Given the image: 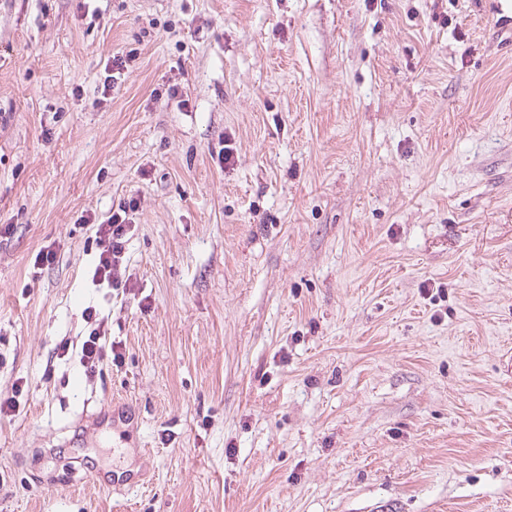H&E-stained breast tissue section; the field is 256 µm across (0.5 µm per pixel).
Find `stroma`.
<instances>
[{
    "label": "stroma",
    "instance_id": "obj_1",
    "mask_svg": "<svg viewBox=\"0 0 512 512\" xmlns=\"http://www.w3.org/2000/svg\"><path fill=\"white\" fill-rule=\"evenodd\" d=\"M0 113V512H512V0H0ZM136 208L137 201L133 198L119 203L112 214L98 224L96 242L99 257L94 279L100 283L106 282L111 288L121 286L125 277L126 266L122 272V264L127 242L126 227L130 220L129 211L133 212ZM100 325L101 323H97V326L89 332L87 339L83 341L81 346V361L91 371L103 361L105 356L104 348L100 344L102 338Z\"/></svg>",
    "mask_w": 512,
    "mask_h": 512
}]
</instances>
